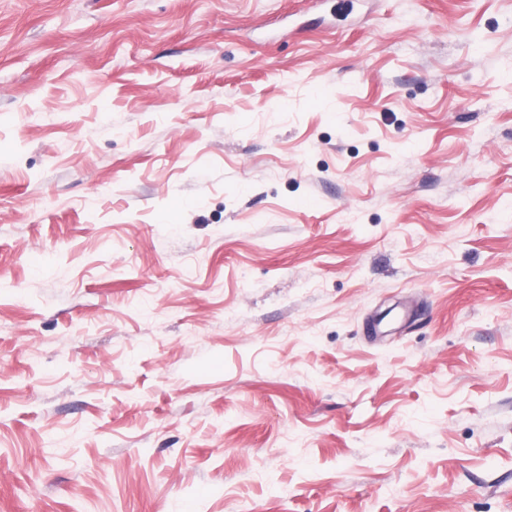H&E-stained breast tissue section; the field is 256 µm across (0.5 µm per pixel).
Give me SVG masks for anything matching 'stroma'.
I'll return each instance as SVG.
<instances>
[{
  "label": "stroma",
  "instance_id": "obj_1",
  "mask_svg": "<svg viewBox=\"0 0 512 512\" xmlns=\"http://www.w3.org/2000/svg\"><path fill=\"white\" fill-rule=\"evenodd\" d=\"M0 512H512V0H0Z\"/></svg>",
  "mask_w": 512,
  "mask_h": 512
}]
</instances>
